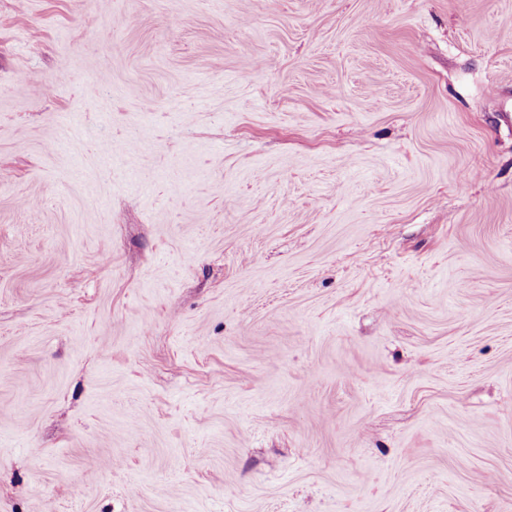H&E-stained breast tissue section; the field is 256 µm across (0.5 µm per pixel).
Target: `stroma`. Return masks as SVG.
Here are the masks:
<instances>
[{
  "label": "stroma",
  "mask_w": 512,
  "mask_h": 512,
  "mask_svg": "<svg viewBox=\"0 0 512 512\" xmlns=\"http://www.w3.org/2000/svg\"><path fill=\"white\" fill-rule=\"evenodd\" d=\"M0 512H512V0H0Z\"/></svg>",
  "instance_id": "obj_1"
}]
</instances>
